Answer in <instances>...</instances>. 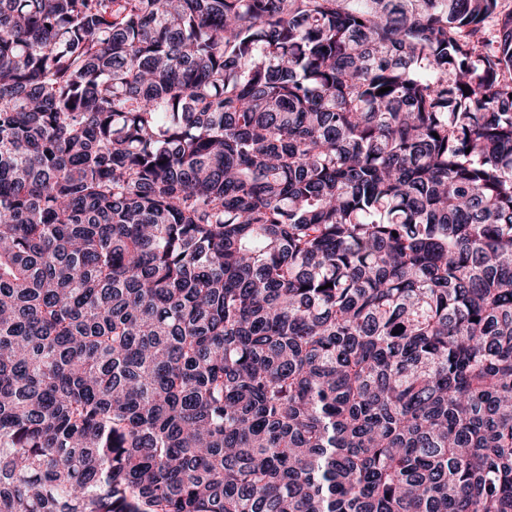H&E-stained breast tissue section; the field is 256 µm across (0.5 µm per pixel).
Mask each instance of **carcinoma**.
<instances>
[{"label":"carcinoma","mask_w":512,"mask_h":512,"mask_svg":"<svg viewBox=\"0 0 512 512\" xmlns=\"http://www.w3.org/2000/svg\"><path fill=\"white\" fill-rule=\"evenodd\" d=\"M0 512H512V9L0 0Z\"/></svg>","instance_id":"1"}]
</instances>
